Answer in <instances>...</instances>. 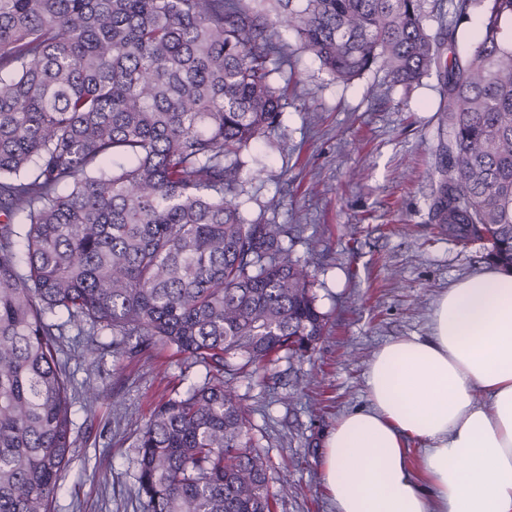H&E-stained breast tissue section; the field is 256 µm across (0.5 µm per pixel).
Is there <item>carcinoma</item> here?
<instances>
[{"label":"carcinoma","mask_w":512,"mask_h":512,"mask_svg":"<svg viewBox=\"0 0 512 512\" xmlns=\"http://www.w3.org/2000/svg\"><path fill=\"white\" fill-rule=\"evenodd\" d=\"M476 12L473 49L444 60ZM280 29L334 81L439 74L430 221L512 271V0H0V512H52L65 479L68 326L90 353L108 332L118 356L164 345L205 368L139 435L147 512L288 495L232 385L326 331L297 225L239 201L242 152L281 124Z\"/></svg>","instance_id":"cac0c4a2"}]
</instances>
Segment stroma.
I'll return each mask as SVG.
<instances>
[{"instance_id": "35a3bbf8", "label": "stroma", "mask_w": 512, "mask_h": 512, "mask_svg": "<svg viewBox=\"0 0 512 512\" xmlns=\"http://www.w3.org/2000/svg\"><path fill=\"white\" fill-rule=\"evenodd\" d=\"M289 64L282 122L243 152L242 210L299 224L290 241L306 261L327 325L304 356L234 380L252 432L270 461V487L292 491L276 512H335L319 467L325 434L367 403L365 370L399 336L428 333L431 308L448 285L485 266L480 244L464 246L428 217L435 151L448 115L436 75L406 90L379 73L331 81L285 34ZM63 344L78 389L100 398L72 407L75 444L54 512H146L137 488L136 439L156 405L200 382L202 366L156 347L128 359Z\"/></svg>"}]
</instances>
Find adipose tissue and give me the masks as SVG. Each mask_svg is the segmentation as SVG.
Wrapping results in <instances>:
<instances>
[{
  "mask_svg": "<svg viewBox=\"0 0 512 512\" xmlns=\"http://www.w3.org/2000/svg\"><path fill=\"white\" fill-rule=\"evenodd\" d=\"M428 330L373 354L367 405L325 437L335 512H512V273L449 286Z\"/></svg>",
  "mask_w": 512,
  "mask_h": 512,
  "instance_id": "adipose-tissue-1",
  "label": "adipose tissue"
}]
</instances>
